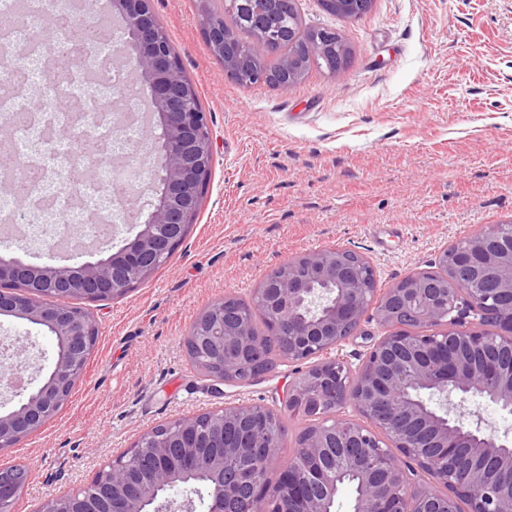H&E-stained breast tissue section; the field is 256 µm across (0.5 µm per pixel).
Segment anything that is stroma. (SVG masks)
I'll return each mask as SVG.
<instances>
[{
    "mask_svg": "<svg viewBox=\"0 0 512 512\" xmlns=\"http://www.w3.org/2000/svg\"><path fill=\"white\" fill-rule=\"evenodd\" d=\"M303 27L340 31L351 59L313 67L288 90L229 79L204 36L222 0H151L202 108L213 163L202 205L170 260L116 299L86 303L95 347L68 400L40 430L0 450V469L28 480L11 512L86 486L113 457L169 421L229 405L282 410L304 363L276 361L244 385H214L185 339L199 314L251 301L267 273L296 256L345 248L378 289L435 268L438 254L487 224L512 223V0H374L356 19L296 0ZM124 173L98 168L67 185L76 206L150 211L156 179L147 137L129 142ZM25 337L48 367L43 331L0 316V340Z\"/></svg>",
    "mask_w": 512,
    "mask_h": 512,
    "instance_id": "1",
    "label": "stroma"
}]
</instances>
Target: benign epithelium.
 <instances>
[{
    "label": "benign epithelium",
    "instance_id": "7a95c632",
    "mask_svg": "<svg viewBox=\"0 0 512 512\" xmlns=\"http://www.w3.org/2000/svg\"><path fill=\"white\" fill-rule=\"evenodd\" d=\"M374 0H320L324 11L351 19L367 13ZM282 0H263L250 15L265 28ZM130 29V50H121L137 79L149 88L148 133L159 143L153 164L158 202L137 213L134 239L106 258L78 266L34 265L0 255V315L24 320L55 340V355L42 381L27 375L24 345L16 339L0 360V387L16 399L0 410V449L12 448L39 430L68 400L81 376V362L98 336L89 312L54 298L114 299L146 280L185 237L202 204L201 190L213 160L207 114L192 106L194 89L150 0H112ZM204 32L224 73L247 84L286 90L302 78L295 58H281L276 70L256 72L224 16L211 14ZM332 28H316L309 39L336 57L339 74L349 47ZM344 249L296 257L271 272L257 288L256 304L275 311L274 330L285 337L288 361L313 360L287 389L288 409L313 420L277 487L269 493L268 473L251 466L224 468V452L206 450L198 429H182L181 446L156 445L159 465L153 487L136 488L137 475L117 456L91 480L92 489L50 499L39 512H194L208 499V512H329L343 481L345 462L354 470L360 495L354 512H512V443L486 432L480 412L462 411L474 397L512 411V231L485 225L439 256V274L415 273L380 293L365 287ZM387 328L355 368L330 351L356 335L366 314ZM439 327L422 333L420 329ZM193 349L216 355L227 375L250 377L257 358L250 326L229 298L215 303L208 322L190 332ZM349 406L356 418L322 415L326 402ZM253 428L238 432L229 449L240 455L260 451L272 459L283 433L272 429L275 411L251 405ZM471 467L459 476L460 460ZM429 475L433 485L420 484ZM28 473L0 469V512L23 490ZM180 488L182 500L167 496Z\"/></svg>",
    "mask_w": 512,
    "mask_h": 512
}]
</instances>
